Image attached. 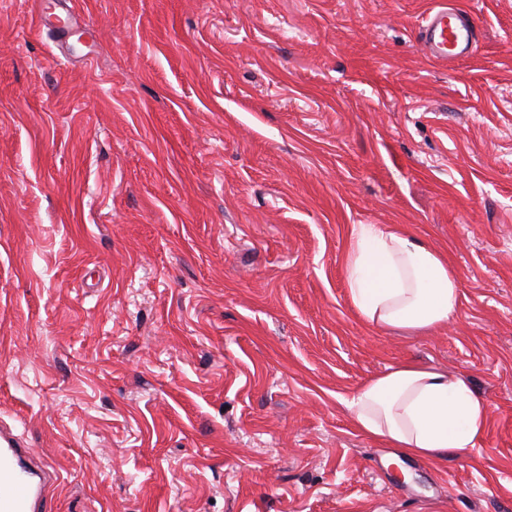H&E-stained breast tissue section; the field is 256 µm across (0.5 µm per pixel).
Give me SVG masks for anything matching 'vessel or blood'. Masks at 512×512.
Returning a JSON list of instances; mask_svg holds the SVG:
<instances>
[{
    "mask_svg": "<svg viewBox=\"0 0 512 512\" xmlns=\"http://www.w3.org/2000/svg\"><path fill=\"white\" fill-rule=\"evenodd\" d=\"M419 37L428 58L452 64L471 55L479 29L470 14L443 0L424 16ZM57 480L45 462L34 460L22 437L0 430V512H42Z\"/></svg>",
    "mask_w": 512,
    "mask_h": 512,
    "instance_id": "vessel-or-blood-1",
    "label": "vessel or blood"
}]
</instances>
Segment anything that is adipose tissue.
<instances>
[{"mask_svg": "<svg viewBox=\"0 0 512 512\" xmlns=\"http://www.w3.org/2000/svg\"><path fill=\"white\" fill-rule=\"evenodd\" d=\"M349 236L343 278L363 324L429 332L447 323L461 287L437 249L392 224H355ZM345 405L361 433L429 462L475 448L490 414L466 378L414 363L370 379Z\"/></svg>", "mask_w": 512, "mask_h": 512, "instance_id": "ef3b65f1", "label": "adipose tissue"}]
</instances>
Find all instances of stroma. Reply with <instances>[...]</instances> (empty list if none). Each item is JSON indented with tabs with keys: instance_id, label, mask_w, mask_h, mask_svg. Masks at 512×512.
<instances>
[{
	"instance_id": "1",
	"label": "stroma",
	"mask_w": 512,
	"mask_h": 512,
	"mask_svg": "<svg viewBox=\"0 0 512 512\" xmlns=\"http://www.w3.org/2000/svg\"><path fill=\"white\" fill-rule=\"evenodd\" d=\"M436 0H0V423L45 512H512V0L421 50ZM354 224L456 272L443 330L368 327ZM491 407L466 457L395 458L344 401L403 363ZM419 37L428 58L451 65L471 55L479 29L470 14L444 2L426 13Z\"/></svg>"
}]
</instances>
